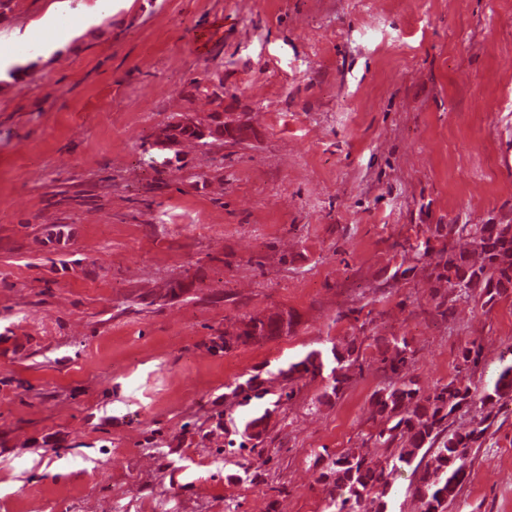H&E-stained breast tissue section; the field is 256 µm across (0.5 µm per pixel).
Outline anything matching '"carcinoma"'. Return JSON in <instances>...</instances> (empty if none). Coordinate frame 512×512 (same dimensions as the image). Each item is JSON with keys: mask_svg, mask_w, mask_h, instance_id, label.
<instances>
[{"mask_svg": "<svg viewBox=\"0 0 512 512\" xmlns=\"http://www.w3.org/2000/svg\"><path fill=\"white\" fill-rule=\"evenodd\" d=\"M468 231L474 235L479 260L473 261L444 247L438 250L446 259L437 263L436 279L448 283V301L476 298L481 307L491 308L512 288V224H451L448 233ZM281 336V325L274 319L260 323L253 331L224 334L222 346L228 351L239 345L271 340ZM331 394L336 395L349 382L355 348L332 347ZM413 351L407 337H395L385 345L378 359L385 381L372 396V406L383 420L375 435L374 447L389 451L379 458L363 448H351L321 468L320 480L333 485L330 512H395L391 496L393 476L409 469L415 476L413 494L419 512H448L463 483L473 447L482 445L489 426L467 432L452 428L451 419L462 409L477 406L492 415L500 402L512 396V361L503 368L491 386L479 388L466 377L427 391L402 374ZM324 367L323 352L314 350L282 372L288 391L263 411L245 421L239 447L260 444L268 432L272 416L282 400L295 395L294 383L314 378ZM261 383L248 381L243 388L227 386L230 395L243 402L261 398Z\"/></svg>", "mask_w": 512, "mask_h": 512, "instance_id": "cac0c4a2", "label": "carcinoma"}]
</instances>
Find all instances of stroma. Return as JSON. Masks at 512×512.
I'll return each instance as SVG.
<instances>
[{
    "label": "stroma",
    "mask_w": 512,
    "mask_h": 512,
    "mask_svg": "<svg viewBox=\"0 0 512 512\" xmlns=\"http://www.w3.org/2000/svg\"><path fill=\"white\" fill-rule=\"evenodd\" d=\"M0 17V512H324L316 457L372 447L378 347L448 383L470 341L493 381L512 294L437 287L440 224H512V0H13ZM96 15L20 55L46 14ZM224 34L206 49L213 21ZM201 88L193 101L183 92ZM252 131L162 151L173 114ZM182 289L170 291V281ZM291 334L230 351L243 316ZM354 345L349 383H299L257 448L227 385ZM448 512H512V400Z\"/></svg>",
    "instance_id": "stroma-1"
}]
</instances>
